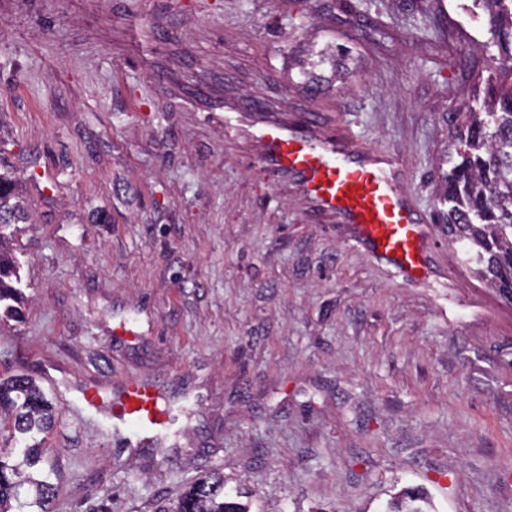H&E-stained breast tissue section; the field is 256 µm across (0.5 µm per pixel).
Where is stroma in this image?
<instances>
[{
	"label": "stroma",
	"instance_id": "35a3bbf8",
	"mask_svg": "<svg viewBox=\"0 0 512 512\" xmlns=\"http://www.w3.org/2000/svg\"><path fill=\"white\" fill-rule=\"evenodd\" d=\"M486 39L473 0H0L29 299L0 374L61 412L57 512H160L208 469L252 512H382L415 486L437 512H512V303L440 231L441 275L403 281L222 124L350 130L434 217L441 115L485 67L459 51ZM131 378L180 415L150 446L80 400Z\"/></svg>",
	"mask_w": 512,
	"mask_h": 512
}]
</instances>
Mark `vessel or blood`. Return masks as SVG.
Masks as SVG:
<instances>
[{
	"instance_id": "1",
	"label": "vessel or blood",
	"mask_w": 512,
	"mask_h": 512,
	"mask_svg": "<svg viewBox=\"0 0 512 512\" xmlns=\"http://www.w3.org/2000/svg\"><path fill=\"white\" fill-rule=\"evenodd\" d=\"M224 132L254 142L274 175L294 180L315 210L346 224L356 244L379 264L407 281L435 273L434 228L406 188L396 153L356 146L349 135L301 132L247 108L225 114ZM119 391L113 416L137 436L152 420L159 394L134 379Z\"/></svg>"
}]
</instances>
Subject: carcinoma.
<instances>
[{"label":"carcinoma","instance_id":"cac0c4a2","mask_svg":"<svg viewBox=\"0 0 512 512\" xmlns=\"http://www.w3.org/2000/svg\"><path fill=\"white\" fill-rule=\"evenodd\" d=\"M487 14L490 46L484 98L464 112H445L450 123L447 152L456 156L442 175L437 197L448 235L465 246L478 274L512 302V0H476ZM24 203L14 181L0 174V319L20 315L26 298L19 267L6 242L19 230ZM36 380L25 374L0 376V431L10 448H0V512H53L58 491L46 438L59 423ZM425 493L412 489L391 499L383 512H431ZM160 512H250L224 492V474L207 472L187 484L169 509Z\"/></svg>","mask_w":512,"mask_h":512}]
</instances>
